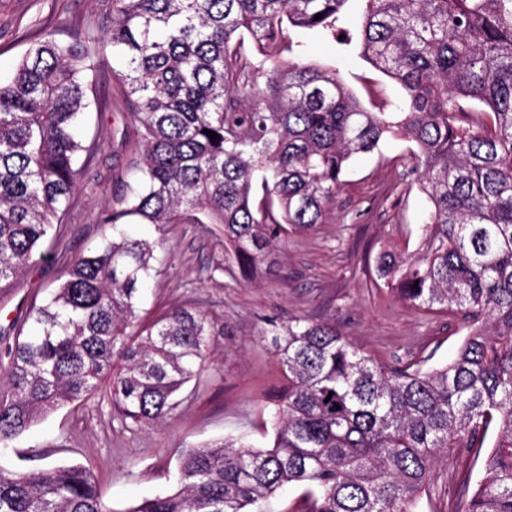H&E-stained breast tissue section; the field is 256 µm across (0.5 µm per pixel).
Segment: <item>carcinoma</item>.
<instances>
[{
  "mask_svg": "<svg viewBox=\"0 0 512 512\" xmlns=\"http://www.w3.org/2000/svg\"><path fill=\"white\" fill-rule=\"evenodd\" d=\"M100 2V27L67 24L65 42L40 29L0 83V282L69 216L78 161L100 143L81 128L109 53L123 63L114 76L136 175L98 215L116 235L74 257L35 328L16 331L0 445L104 383L122 426L150 427L178 412L203 370L213 323L200 308L173 307L139 328L140 287L163 240L122 225L215 224L253 276L282 233L325 222L353 156L398 135L416 147L429 207L418 256L381 250L374 281L420 310L465 311L455 358L386 367L331 322L276 326L269 444L188 448L176 488L125 512H263L290 483L307 487L301 512H415L442 451L486 444L465 512H512V0H363L362 53L406 91L387 112L366 110L338 67L304 62L294 34L351 45L349 0ZM0 512L116 510L90 469L50 462L0 467Z\"/></svg>",
  "mask_w": 512,
  "mask_h": 512,
  "instance_id": "obj_1",
  "label": "carcinoma"
}]
</instances>
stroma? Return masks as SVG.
<instances>
[{
    "label": "stroma",
    "mask_w": 512,
    "mask_h": 512,
    "mask_svg": "<svg viewBox=\"0 0 512 512\" xmlns=\"http://www.w3.org/2000/svg\"><path fill=\"white\" fill-rule=\"evenodd\" d=\"M99 0H0V82L12 79L38 30L62 20L100 24ZM308 58L339 63L344 82L371 112L386 111L404 96L402 85L357 51L308 36ZM88 130L102 138L82 173L68 224L9 282L0 284V349L14 328L61 281L68 262L111 237L97 221L111 200L113 180L126 174L129 153L121 144L122 112L90 108ZM413 145L386 138L379 149L356 156L342 177L325 223L288 233L276 244L275 262L244 281L224 260V240L212 224H127L133 238L165 239L156 273L140 292L139 316L149 322L177 304L208 313L224 333L210 342L212 363L190 382L180 413L137 433L113 422L108 399L64 406L50 413L0 451V465L29 470L43 457L79 464L96 477L102 499L117 512L172 489L182 449L226 436L264 446L272 434L266 393L277 374L268 319L306 318L335 322L337 329L376 361L429 368L448 362L467 330L454 314L418 310L376 286L370 269L380 247L414 254L416 226L427 207L410 173ZM484 453L457 448L442 453L418 512H463V484H476Z\"/></svg>",
    "instance_id": "35a3bbf8"
}]
</instances>
